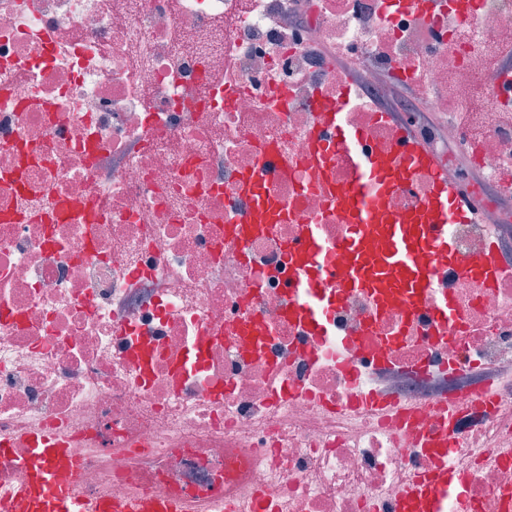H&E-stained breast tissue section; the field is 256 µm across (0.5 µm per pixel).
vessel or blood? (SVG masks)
I'll list each match as a JSON object with an SVG mask.
<instances>
[{"mask_svg":"<svg viewBox=\"0 0 512 512\" xmlns=\"http://www.w3.org/2000/svg\"><path fill=\"white\" fill-rule=\"evenodd\" d=\"M401 136L402 159L397 166L365 158L361 186L330 189L334 205L349 216L352 224L342 272L328 265L326 247L316 225H306L302 231V245L295 255L297 295L289 299L288 311L315 330L325 329L327 314L334 305L327 280H338L340 287L348 290L370 292L379 305L398 302L410 310L432 288L436 265L454 262L445 228L466 219L464 197L441 179L435 158L412 132L402 131ZM418 167L435 181V194L426 206L427 218L401 215L378 221L387 196L401 189ZM19 439L44 453L26 478L0 490L1 496L20 503L25 512H190V503L180 498L137 497L119 502L103 495L85 497L78 466L65 450L68 438L59 432L45 434L31 428L16 437H0V459ZM454 481L447 461H438L402 491L398 512H439Z\"/></svg>","mask_w":512,"mask_h":512,"instance_id":"obj_1","label":"vessel or blood"}]
</instances>
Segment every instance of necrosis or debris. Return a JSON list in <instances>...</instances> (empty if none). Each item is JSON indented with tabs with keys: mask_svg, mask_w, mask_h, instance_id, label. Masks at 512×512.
I'll return each instance as SVG.
<instances>
[{
	"mask_svg": "<svg viewBox=\"0 0 512 512\" xmlns=\"http://www.w3.org/2000/svg\"><path fill=\"white\" fill-rule=\"evenodd\" d=\"M0 0V436L62 431L87 494L262 496L266 512H398L447 429L459 475L440 512H512V109L493 80L512 0ZM341 43L363 70L306 52ZM423 90L402 122L379 103ZM399 158L420 113L478 224L447 234L413 321L350 292L328 333L288 321L289 247L315 224L330 263L352 227L309 163L314 114ZM497 241L492 281L464 278ZM457 319L438 336L441 295ZM491 391L447 420L444 405ZM414 405L409 419L389 401Z\"/></svg>",
	"mask_w": 512,
	"mask_h": 512,
	"instance_id": "1",
	"label": "necrosis or debris"
}]
</instances>
